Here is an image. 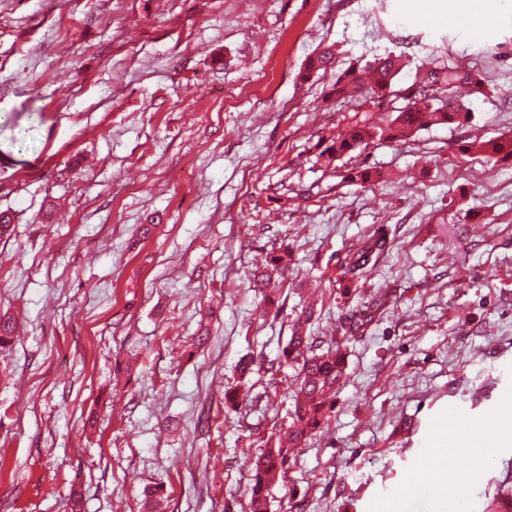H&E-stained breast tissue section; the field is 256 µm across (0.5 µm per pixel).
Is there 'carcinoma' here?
I'll use <instances>...</instances> for the list:
<instances>
[{
  "label": "carcinoma",
  "mask_w": 512,
  "mask_h": 512,
  "mask_svg": "<svg viewBox=\"0 0 512 512\" xmlns=\"http://www.w3.org/2000/svg\"><path fill=\"white\" fill-rule=\"evenodd\" d=\"M336 48L325 46L307 57L299 71L305 81L319 72H335L334 81L323 96V103L331 106L350 100L355 113L345 134L336 137H318L316 147L323 164L336 161L357 150L389 139L403 138L438 125L465 126L470 122L472 108L454 95V89L467 86L475 94H484L479 71L449 65L435 59L426 64L415 80L404 89L405 104L389 106L377 118L371 112L390 96V90L406 67L404 55L389 53L374 60L364 69L357 65L338 66ZM487 161L497 163L512 159V134H501L482 143ZM372 179V171L361 166L346 169L342 180L351 185H365ZM390 248L387 237L372 235L358 246L348 250L340 260V295L346 296L359 285L366 273ZM288 249L281 247L268 253L256 264L253 279L268 284L272 274L284 276L288 269ZM391 292H382L373 301L370 310L353 313L345 325V333L354 336L372 321L375 311L386 305ZM314 311L303 309L292 325V335L282 350L281 357L298 365L297 383L288 444L279 441L263 453L248 460L251 472L250 512H267L268 493L278 476L288 470V462L295 451L305 444L318 428L328 410V403L336 394L344 375L345 354L340 342H326L311 334L307 324Z\"/></svg>",
  "instance_id": "cac0c4a2"
}]
</instances>
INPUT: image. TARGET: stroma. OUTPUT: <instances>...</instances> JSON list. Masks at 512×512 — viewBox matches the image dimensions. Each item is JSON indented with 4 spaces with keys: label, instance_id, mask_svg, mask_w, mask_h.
Wrapping results in <instances>:
<instances>
[{
    "label": "stroma",
    "instance_id": "stroma-1",
    "mask_svg": "<svg viewBox=\"0 0 512 512\" xmlns=\"http://www.w3.org/2000/svg\"><path fill=\"white\" fill-rule=\"evenodd\" d=\"M0 0V512H249L245 462L290 422L298 371L278 362L303 306L343 338L346 374L322 427L270 488L268 512H443L429 490L433 427L484 512L512 491V160L475 138L512 132V0ZM404 53L406 88L433 58L478 70L463 127L359 156L354 186L317 164L334 79L305 58ZM314 187L309 201L290 193ZM389 251L351 297L338 259L372 233ZM292 264L263 303L251 272ZM393 305L357 336L347 315ZM205 343H198V335ZM237 388L238 410L224 406ZM209 417L202 426L201 417ZM495 450L459 449L474 426ZM279 254L273 248L272 252L268 253L263 260L256 264L253 270V279L256 284H269L272 278V273L281 277L284 276L285 271L288 269V258L290 253L288 247L284 248L283 245L279 248Z\"/></svg>",
    "mask_w": 512,
    "mask_h": 512
}]
</instances>
